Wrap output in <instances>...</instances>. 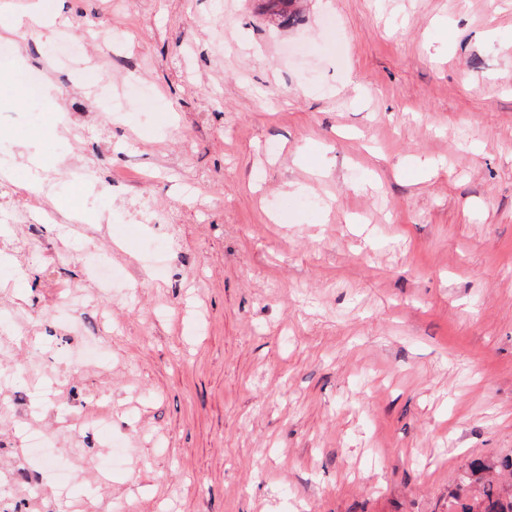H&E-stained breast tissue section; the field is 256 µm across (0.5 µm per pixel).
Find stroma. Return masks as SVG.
Wrapping results in <instances>:
<instances>
[{
  "label": "stroma",
  "instance_id": "obj_1",
  "mask_svg": "<svg viewBox=\"0 0 512 512\" xmlns=\"http://www.w3.org/2000/svg\"><path fill=\"white\" fill-rule=\"evenodd\" d=\"M48 2L55 32H0V486L23 512L511 496L512 0H301L291 27L259 0ZM105 88L131 92L108 126ZM59 207L83 223L25 221ZM32 430L68 485L16 481Z\"/></svg>",
  "mask_w": 512,
  "mask_h": 512
}]
</instances>
